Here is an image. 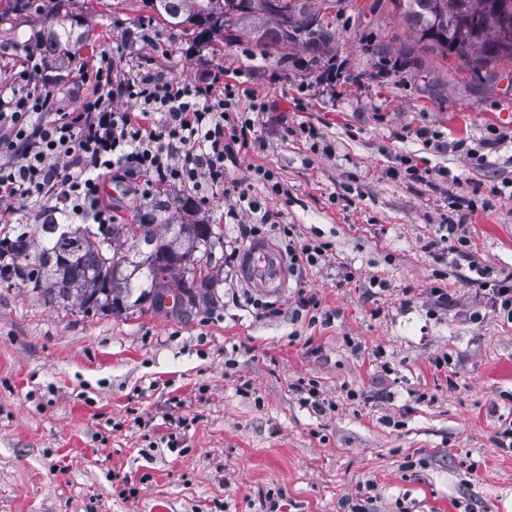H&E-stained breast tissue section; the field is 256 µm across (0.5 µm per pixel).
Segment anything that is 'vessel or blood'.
Listing matches in <instances>:
<instances>
[{"instance_id": "vessel-or-blood-1", "label": "vessel or blood", "mask_w": 512, "mask_h": 512, "mask_svg": "<svg viewBox=\"0 0 512 512\" xmlns=\"http://www.w3.org/2000/svg\"><path fill=\"white\" fill-rule=\"evenodd\" d=\"M242 277L256 291L279 292L289 283L288 260L272 243L253 242L242 255Z\"/></svg>"}]
</instances>
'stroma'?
Wrapping results in <instances>:
<instances>
[{"instance_id":"obj_1","label":"stroma","mask_w":512,"mask_h":512,"mask_svg":"<svg viewBox=\"0 0 512 512\" xmlns=\"http://www.w3.org/2000/svg\"><path fill=\"white\" fill-rule=\"evenodd\" d=\"M51 7L32 0L0 24V90ZM67 8L93 47L43 64L62 108H78L79 74L104 53L124 76L223 69L263 104L227 182L273 212L264 239L280 243L284 224L327 258L261 314L239 270L253 214L223 188L177 186L127 193L114 214L212 225L218 300L192 315H87L0 278V512H512V323L482 292L512 276V60L420 50L390 0H338L315 68L299 47L280 65L244 33L198 44L145 0ZM259 165L279 193L254 181ZM186 197L199 211L178 209ZM444 224L463 225L473 260L441 241ZM433 286L453 304L429 305ZM302 296L313 316L294 315ZM311 381L319 414L298 392Z\"/></svg>"}]
</instances>
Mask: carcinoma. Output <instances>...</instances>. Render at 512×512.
I'll use <instances>...</instances> for the list:
<instances>
[{
  "label": "carcinoma",
  "mask_w": 512,
  "mask_h": 512,
  "mask_svg": "<svg viewBox=\"0 0 512 512\" xmlns=\"http://www.w3.org/2000/svg\"><path fill=\"white\" fill-rule=\"evenodd\" d=\"M224 20L211 18L212 0H150L152 11L170 25L190 23L194 39L204 44L216 27L225 37H234L240 25L255 44L269 55L288 61L284 49L300 45L315 65L332 38L328 11L336 0H323L324 12L311 9L310 0H282L281 8L294 18L287 29L280 13L267 7L268 0H223ZM422 47L440 54L487 65L512 59V0H390ZM65 0L55 3L56 26L49 27L40 40L43 59L63 66L83 48L91 46L89 36L75 33L68 25L69 14L61 12ZM55 223L42 225L37 241L17 240L8 253L10 263L22 270L32 289L50 303L78 305L84 313L134 315L159 310L157 288H178L197 284L188 298L192 309L216 299L215 281L204 274L212 262L214 236L211 224H123L112 225L111 234L125 232L132 241L130 255L112 252L105 242L88 230L77 228L65 239L54 235Z\"/></svg>",
  "instance_id": "cac0c4a2"
}]
</instances>
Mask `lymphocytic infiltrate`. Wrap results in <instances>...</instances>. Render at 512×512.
Listing matches in <instances>:
<instances>
[{
  "label": "lymphocytic infiltrate",
  "instance_id": "f902f5d3",
  "mask_svg": "<svg viewBox=\"0 0 512 512\" xmlns=\"http://www.w3.org/2000/svg\"><path fill=\"white\" fill-rule=\"evenodd\" d=\"M40 64L28 51L8 97L0 96V207L35 202L66 216L69 223L112 224L100 198L109 179L132 180L143 199L163 186L224 183L230 163L249 144L248 114L230 120L240 96L224 73L211 71L188 83L157 74L119 76L109 56L81 76L93 91L78 110L66 112L46 85L32 80ZM136 104L121 110L118 100Z\"/></svg>",
  "mask_w": 512,
  "mask_h": 512
}]
</instances>
